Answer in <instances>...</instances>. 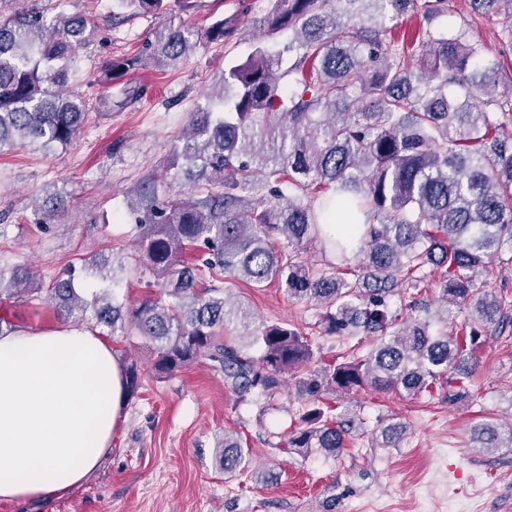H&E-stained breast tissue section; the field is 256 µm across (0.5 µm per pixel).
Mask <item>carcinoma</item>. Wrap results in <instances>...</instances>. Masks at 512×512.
<instances>
[{
	"label": "carcinoma",
	"mask_w": 512,
	"mask_h": 512,
	"mask_svg": "<svg viewBox=\"0 0 512 512\" xmlns=\"http://www.w3.org/2000/svg\"><path fill=\"white\" fill-rule=\"evenodd\" d=\"M417 0H270L260 29L273 40L288 35L287 68L266 45L224 68L221 88L190 114L173 146L170 167L209 186L185 200L160 204L140 190L149 223L135 227L146 266L162 296L126 311L108 288L75 285V270L58 278L46 297L26 269L11 272L16 293L68 314L91 317L110 334L136 331L153 350L156 372L170 374L203 358L219 363L224 384L270 398L280 377L315 357L307 337L285 322L252 326L250 311L202 283L221 273L255 288L275 283L318 311L329 336L365 334L373 348L338 354L299 380L304 407L284 442L288 452L336 458L355 419L336 413L324 391L391 392L416 398L448 387L469 394L471 362L505 303L478 281L489 264L512 249V134L493 122L502 107L496 88L512 64L484 62L481 47L460 33L422 34L419 55L384 39L388 13ZM477 11L504 15L512 32V0H471ZM190 0H112L132 14L165 15ZM97 26L84 16L49 23L35 7L0 11V149L66 147L89 121L86 101L66 90L81 51ZM235 28L219 19L205 30L165 22L146 51L104 65L112 80L142 66L162 70L184 62L200 42H222ZM288 184L284 195L279 185ZM363 226L359 235H323L330 219ZM320 241L338 264L315 270L289 249ZM360 258L351 266L349 255ZM438 274L439 301L464 314L453 332L434 336L427 318L397 323L392 311L419 309L406 301L417 273ZM242 327L259 348L244 353L224 330ZM380 447L396 448L404 427L380 424ZM480 448L512 444L489 423L476 424ZM249 449L224 438L215 464L248 471Z\"/></svg>",
	"instance_id": "cac0c4a2"
}]
</instances>
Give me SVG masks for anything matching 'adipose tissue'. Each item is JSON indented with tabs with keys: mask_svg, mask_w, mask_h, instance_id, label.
Segmentation results:
<instances>
[{
	"mask_svg": "<svg viewBox=\"0 0 512 512\" xmlns=\"http://www.w3.org/2000/svg\"><path fill=\"white\" fill-rule=\"evenodd\" d=\"M126 395L123 363L98 330L0 332V501L63 498L88 482Z\"/></svg>",
	"mask_w": 512,
	"mask_h": 512,
	"instance_id": "ef3b65f1",
	"label": "adipose tissue"
}]
</instances>
